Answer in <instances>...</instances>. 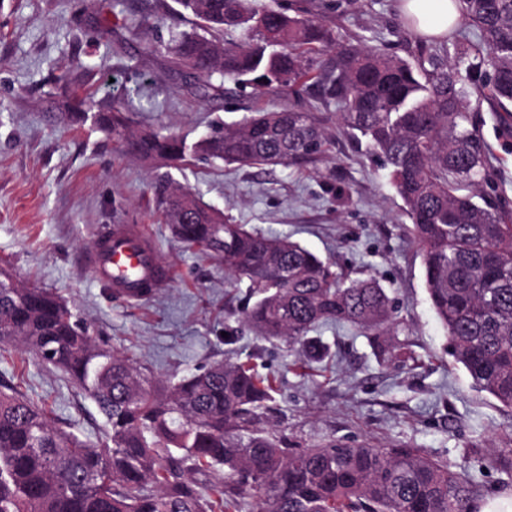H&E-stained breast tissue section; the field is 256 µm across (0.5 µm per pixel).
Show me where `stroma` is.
Here are the masks:
<instances>
[{"label": "stroma", "instance_id": "1", "mask_svg": "<svg viewBox=\"0 0 512 512\" xmlns=\"http://www.w3.org/2000/svg\"><path fill=\"white\" fill-rule=\"evenodd\" d=\"M325 21L339 45L369 46L408 57L420 36L400 0H261ZM175 0H0V265L75 305L100 346L137 356L162 380L233 358L275 379L266 421L296 448L331 441L350 446L418 448L459 463L466 448L512 444V419L477 391L449 352L448 335L425 288L410 219L386 168L365 146L339 135L327 157L304 167H240L192 162L171 169L235 224L287 234L324 259L375 276L399 304L400 341L412 358L379 364L353 327L317 331L330 352L326 377L301 375L298 350L258 340L235 316L224 265L187 251L164 223L154 194L156 170L92 125L50 122V103L97 97L126 104L131 129L153 128L194 142L215 122H235L271 98L247 90L201 99L175 68L171 29H190ZM474 118L494 159L493 180L512 209V135L482 105ZM115 224H141L153 235L172 282L138 302L98 283L90 257ZM233 343H226L225 335ZM51 409L57 424L97 433L95 403L52 367L0 343V382Z\"/></svg>", "mask_w": 512, "mask_h": 512}]
</instances>
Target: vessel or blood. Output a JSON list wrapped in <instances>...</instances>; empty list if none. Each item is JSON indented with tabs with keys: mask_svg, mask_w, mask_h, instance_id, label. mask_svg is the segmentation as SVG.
<instances>
[{
	"mask_svg": "<svg viewBox=\"0 0 512 512\" xmlns=\"http://www.w3.org/2000/svg\"><path fill=\"white\" fill-rule=\"evenodd\" d=\"M95 278L117 297L141 300L171 282L172 271L157 258V244L139 224H116L102 233L92 260Z\"/></svg>",
	"mask_w": 512,
	"mask_h": 512,
	"instance_id": "obj_1",
	"label": "vessel or blood"
}]
</instances>
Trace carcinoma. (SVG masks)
I'll return each instance as SVG.
<instances>
[{"mask_svg": "<svg viewBox=\"0 0 512 512\" xmlns=\"http://www.w3.org/2000/svg\"><path fill=\"white\" fill-rule=\"evenodd\" d=\"M195 22L172 35L180 71L202 95L231 81L288 104L259 109L188 143L128 130L123 112L88 94L54 102L57 119L92 123L134 157L177 165L195 157L242 166L315 162L333 138L297 106L318 92L339 132L365 140L383 161L412 220L432 308L451 354L475 388L512 417V213L481 190L490 154L471 114L488 100L512 127V0H457L476 40L419 42L405 59L371 47L340 49L320 19L254 0H175ZM241 31L238 42L223 39ZM157 206L187 250L224 261L228 284H246L238 318L257 339L300 347L318 362L310 333L347 324L381 364L411 359L398 341L395 303L373 277L336 270L288 236L233 224L191 190L156 177ZM14 341L61 371L103 417L99 432L58 427L13 386L0 389V512H478L472 471L412 448L330 442L288 448L263 427L273 388L228 358L176 382L156 380L122 352L101 348L79 310L0 268V342ZM484 468L512 489V448ZM218 476L220 486H211Z\"/></svg>", "mask_w": 512, "mask_h": 512, "instance_id": "carcinoma-1", "label": "carcinoma"}]
</instances>
